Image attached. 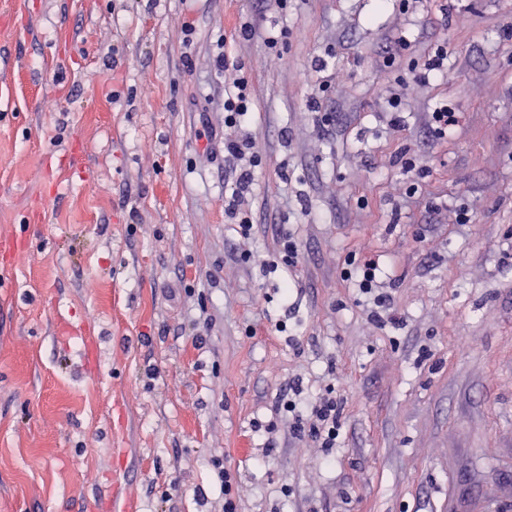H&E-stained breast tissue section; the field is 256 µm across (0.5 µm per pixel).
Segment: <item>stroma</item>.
<instances>
[{
    "instance_id": "obj_1",
    "label": "stroma",
    "mask_w": 512,
    "mask_h": 512,
    "mask_svg": "<svg viewBox=\"0 0 512 512\" xmlns=\"http://www.w3.org/2000/svg\"><path fill=\"white\" fill-rule=\"evenodd\" d=\"M219 459L237 512H512V0H0V512H224ZM242 31L243 36L245 37L253 38L257 36L261 38L265 46L270 50H277L278 47L283 44L288 35L287 29L283 27L267 28L260 24L246 25L244 28L242 27ZM251 112L250 91L248 82L245 79L239 80L232 89L225 90L224 94V127L237 128L239 136L235 139L224 138V159L242 160L246 154L249 157V169H243L238 174L230 197L225 201V210L233 218H239L237 222L240 233L244 237H249L253 229V222L247 213L242 212L241 201L250 193L252 185L253 172L251 168L257 167L261 158L251 150L253 149V140L251 135L245 132V126L248 123V114ZM458 122L457 112H450L447 104L436 107L429 115L430 128L439 137H447ZM344 276L347 277V279L354 278L358 283L359 290L363 294H369L377 286L380 270L377 262L368 259L360 263L353 273L352 271H345ZM294 399H288L283 407L287 412H308L316 418L317 424L312 427L313 433L321 441L322 448H336L340 427L337 422V402L334 398L315 400L310 395L295 388Z\"/></svg>"
}]
</instances>
